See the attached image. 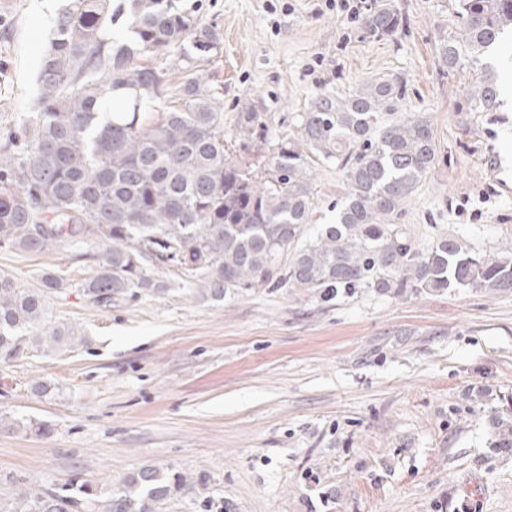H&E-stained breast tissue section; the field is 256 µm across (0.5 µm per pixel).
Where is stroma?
I'll use <instances>...</instances> for the list:
<instances>
[{
	"label": "stroma",
	"mask_w": 512,
	"mask_h": 512,
	"mask_svg": "<svg viewBox=\"0 0 512 512\" xmlns=\"http://www.w3.org/2000/svg\"><path fill=\"white\" fill-rule=\"evenodd\" d=\"M402 19L372 36L330 0H179L222 41L199 70L224 84V136L260 112L271 136L324 94L401 76V115L428 117L438 161L400 218L414 243L456 235L483 254L512 252V35L491 62L495 112L459 105L475 75L448 68L455 0H390ZM67 0H0V134L39 98L41 51ZM311 221L327 223L347 190L330 163L311 172ZM0 248V272L28 286L53 270L72 287L50 299L82 344L0 362V503L73 474L103 492L157 465L195 489L157 512H512V454L493 448L512 420V292H361L320 302L303 288L204 299L174 267L151 269L166 292L99 308L84 296L78 253ZM45 381L60 395L38 396ZM33 419L41 435L19 428ZM94 497L79 512H103Z\"/></svg>",
	"instance_id": "1"
}]
</instances>
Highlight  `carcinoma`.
Listing matches in <instances>:
<instances>
[{"label":"carcinoma","instance_id":"cac0c4a2","mask_svg":"<svg viewBox=\"0 0 512 512\" xmlns=\"http://www.w3.org/2000/svg\"><path fill=\"white\" fill-rule=\"evenodd\" d=\"M175 2L130 0L119 11L112 0H70L59 12L40 58L36 111L0 141V247L37 254L64 241L102 244L99 254L77 255L89 269L79 287L97 307L164 292L150 266L180 268L216 302L253 288H305L324 302L361 291L512 290V257L480 254L454 235L420 248L397 223L438 161L427 117L393 118L400 78L382 75L349 96L320 97L298 115V139L270 142L260 113H238V151L268 145L258 170L227 153L223 87L197 74L219 30ZM455 2L460 34L442 46L450 69L464 59L479 64L512 25V0ZM119 22L124 33L114 38ZM362 24L384 37L401 19L378 0ZM176 49L184 81L167 105L170 70L152 60ZM498 108L497 85L483 72L464 109ZM319 160L346 172L347 190L333 221L306 239ZM68 287L52 270L36 287L0 273V361L82 342L49 317L50 296ZM493 447L512 451L508 420ZM191 485L185 474L146 465L111 489L104 512H156ZM92 496L75 478L57 491L29 488L5 512H75Z\"/></svg>","mask_w":512,"mask_h":512}]
</instances>
